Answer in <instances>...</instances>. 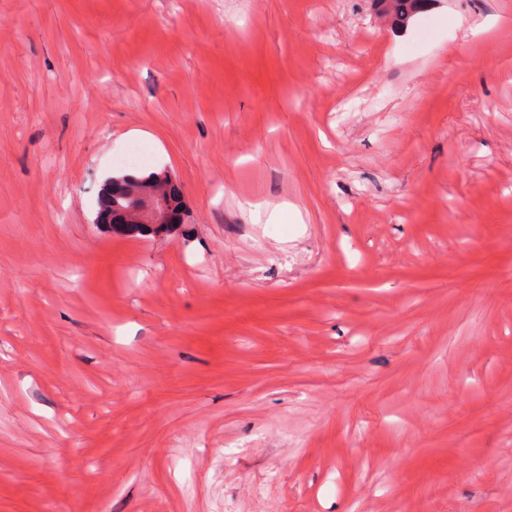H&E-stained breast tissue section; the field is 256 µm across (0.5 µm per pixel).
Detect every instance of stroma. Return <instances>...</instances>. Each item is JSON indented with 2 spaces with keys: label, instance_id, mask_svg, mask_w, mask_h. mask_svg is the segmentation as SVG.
<instances>
[{
  "label": "stroma",
  "instance_id": "obj_1",
  "mask_svg": "<svg viewBox=\"0 0 512 512\" xmlns=\"http://www.w3.org/2000/svg\"><path fill=\"white\" fill-rule=\"evenodd\" d=\"M0 512H512V0H0ZM428 0H373L375 10L389 17L397 25L407 24L414 16L422 12ZM161 171L152 172L148 176L139 178V179L125 178L123 180V182H120L117 180L112 182V179H109L105 182L102 191H105L109 187L112 186V197L104 192L103 194H101L100 200L105 201V202L112 201V207H113V205H115L116 207L124 206L125 202H126L124 193L128 190V186H130L131 184H138V183H141V184L151 183L153 181V179L155 178V176L157 174H159ZM124 183L126 185H124ZM170 173L166 170L159 176V181L153 185L141 187L136 192L128 194L129 204L118 221H112V213L104 207L99 208L96 216L98 224H137L125 229V232H150L142 224L160 227L172 222L173 204L166 196V180Z\"/></svg>",
  "mask_w": 512,
  "mask_h": 512
}]
</instances>
